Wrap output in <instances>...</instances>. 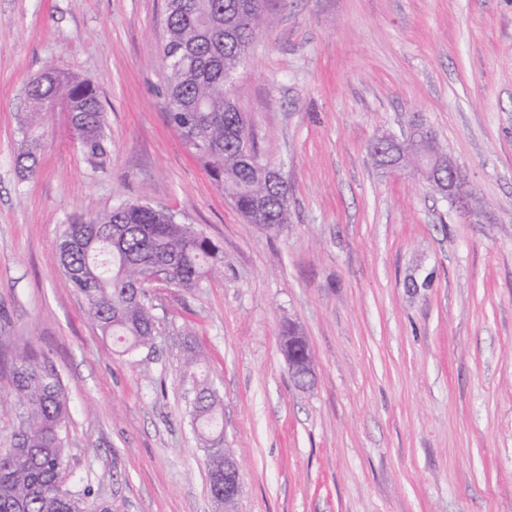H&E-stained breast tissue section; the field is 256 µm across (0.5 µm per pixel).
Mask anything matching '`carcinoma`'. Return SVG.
Segmentation results:
<instances>
[{
	"instance_id": "cac0c4a2",
	"label": "carcinoma",
	"mask_w": 512,
	"mask_h": 512,
	"mask_svg": "<svg viewBox=\"0 0 512 512\" xmlns=\"http://www.w3.org/2000/svg\"><path fill=\"white\" fill-rule=\"evenodd\" d=\"M265 0H167L164 61L168 123L187 150L224 191L249 224L283 229L289 220L288 181L273 178L274 164L253 136L241 132L238 107H224V79L235 71L260 33ZM28 111L19 116L29 149L17 163L34 173L39 131L53 112H67L80 132L79 145L96 169L107 158L106 121L97 90L86 79L50 70L25 87ZM57 254L71 288L84 300L88 318L112 337L120 353L153 347L158 316L145 280L157 266L169 269L168 285L191 290L224 273L220 248L175 214L141 202L78 217L63 225ZM184 385L189 415L203 444L211 497L224 508L223 406L211 383L193 368L207 362L199 344L184 348ZM10 376L17 423L0 432V512H109L89 508L86 493L63 490L68 405L60 374L33 345L0 349V368Z\"/></svg>"
}]
</instances>
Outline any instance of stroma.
I'll return each instance as SVG.
<instances>
[{
  "instance_id": "1",
  "label": "stroma",
  "mask_w": 512,
  "mask_h": 512,
  "mask_svg": "<svg viewBox=\"0 0 512 512\" xmlns=\"http://www.w3.org/2000/svg\"><path fill=\"white\" fill-rule=\"evenodd\" d=\"M165 0H0V344H32L69 407L61 485L110 512H215L182 386L208 352L237 512H512V0H267L227 90L291 189L290 223H246L166 118ZM54 67L90 81L108 157L67 113L26 175L17 114ZM426 122L480 210L376 164ZM124 202L175 212L223 278L154 288L156 347L115 352L59 268L62 224ZM295 322L315 360L296 385ZM283 333L285 353L288 355V336H299V332L295 326L288 325ZM305 353L306 359H303L300 354L293 357L288 355V367L294 379L306 384L313 377L314 363L312 356L308 355V350Z\"/></svg>"
}]
</instances>
